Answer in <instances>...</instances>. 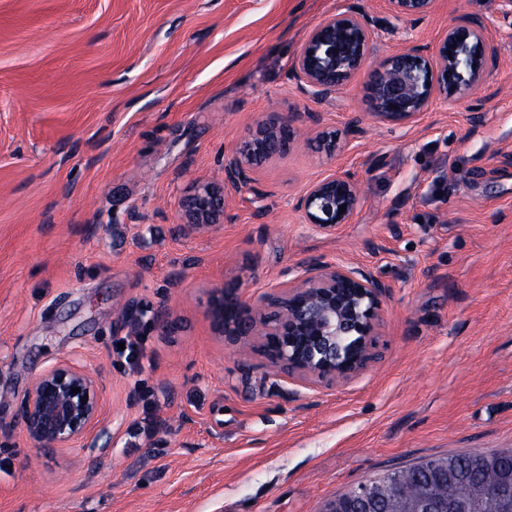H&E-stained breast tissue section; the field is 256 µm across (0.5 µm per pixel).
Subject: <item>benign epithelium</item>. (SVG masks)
Listing matches in <instances>:
<instances>
[{
	"mask_svg": "<svg viewBox=\"0 0 512 512\" xmlns=\"http://www.w3.org/2000/svg\"><path fill=\"white\" fill-rule=\"evenodd\" d=\"M396 18L419 19L433 0H388ZM376 38L373 21L356 4L313 29L294 58L291 75L304 92L327 100L343 89L367 61ZM496 61L487 18L470 16L448 29L434 44L415 45L386 57L369 86L371 114L382 122L408 123L433 104L461 103L482 85ZM318 130V152L336 153V133L321 112L290 113L275 122L257 123L251 138L224 160V180L194 184L178 201L179 231L209 229L224 223V199L250 181L255 156L291 149L296 122ZM360 189L348 171L313 183L299 199L308 224L331 231L352 219ZM346 206L341 212L339 207ZM386 285L376 276L319 263L288 285L275 301L277 314L266 319L224 288L211 289L208 313L215 334L254 339L272 364L311 385H337L363 372L376 359ZM80 392L74 393L72 389ZM105 383L82 367L60 360L41 373L22 398L19 421L37 448H69L98 422ZM454 486L449 496L425 489L414 498L398 490L400 474L390 475V498L374 480L355 491L327 499L319 512H512V481L476 492L449 459L418 464Z\"/></svg>",
	"mask_w": 512,
	"mask_h": 512,
	"instance_id": "benign-epithelium-1",
	"label": "benign epithelium"
}]
</instances>
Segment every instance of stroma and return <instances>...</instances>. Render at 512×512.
Wrapping results in <instances>:
<instances>
[{"instance_id":"35a3bbf8","label":"stroma","mask_w":512,"mask_h":512,"mask_svg":"<svg viewBox=\"0 0 512 512\" xmlns=\"http://www.w3.org/2000/svg\"><path fill=\"white\" fill-rule=\"evenodd\" d=\"M348 2L0 0V512H319L426 458L512 448V19L501 0H435L417 21L358 0L387 28L319 101L291 64ZM470 15L497 47L470 104L371 116L378 62ZM303 112L324 113L334 159L300 126L223 224L178 231L180 197L222 180L258 121ZM339 168L360 206L324 232L296 202ZM315 263L388 286L379 356L340 386L304 385L207 313L213 288L257 304ZM132 302L167 324L127 325ZM128 335L134 359L115 351ZM62 359L106 379L101 415L86 441L37 448L19 403Z\"/></svg>"}]
</instances>
